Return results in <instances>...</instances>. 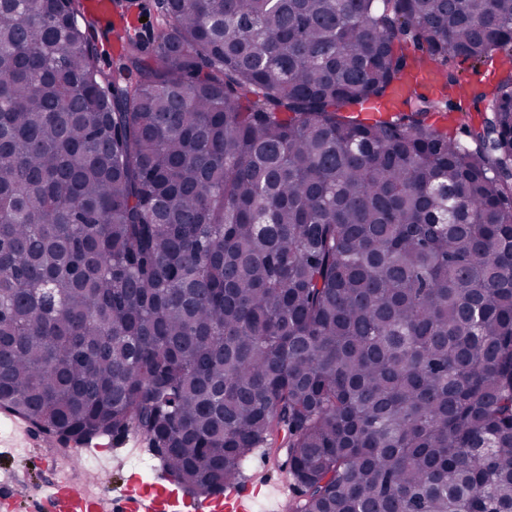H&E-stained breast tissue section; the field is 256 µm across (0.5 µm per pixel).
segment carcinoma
<instances>
[{
    "label": "carcinoma",
    "instance_id": "1",
    "mask_svg": "<svg viewBox=\"0 0 512 512\" xmlns=\"http://www.w3.org/2000/svg\"><path fill=\"white\" fill-rule=\"evenodd\" d=\"M160 4L127 83L0 0V409L197 498L281 434L295 512H512V68L458 73L512 0Z\"/></svg>",
    "mask_w": 512,
    "mask_h": 512
}]
</instances>
